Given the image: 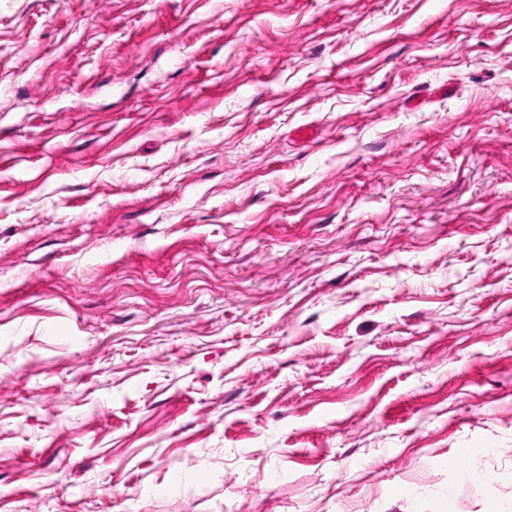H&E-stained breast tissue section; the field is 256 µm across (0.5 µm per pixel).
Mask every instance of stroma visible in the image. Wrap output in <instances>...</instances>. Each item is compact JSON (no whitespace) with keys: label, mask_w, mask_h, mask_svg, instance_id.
I'll use <instances>...</instances> for the list:
<instances>
[{"label":"stroma","mask_w":512,"mask_h":512,"mask_svg":"<svg viewBox=\"0 0 512 512\" xmlns=\"http://www.w3.org/2000/svg\"><path fill=\"white\" fill-rule=\"evenodd\" d=\"M443 500L512 512V0H0V512Z\"/></svg>","instance_id":"obj_1"}]
</instances>
